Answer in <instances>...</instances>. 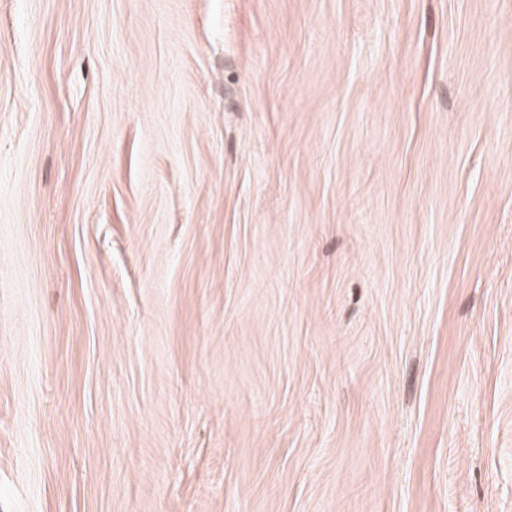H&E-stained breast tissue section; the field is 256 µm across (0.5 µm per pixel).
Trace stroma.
<instances>
[{
	"label": "stroma",
	"instance_id": "35a3bbf8",
	"mask_svg": "<svg viewBox=\"0 0 512 512\" xmlns=\"http://www.w3.org/2000/svg\"><path fill=\"white\" fill-rule=\"evenodd\" d=\"M0 512H512V0H0Z\"/></svg>",
	"mask_w": 512,
	"mask_h": 512
}]
</instances>
